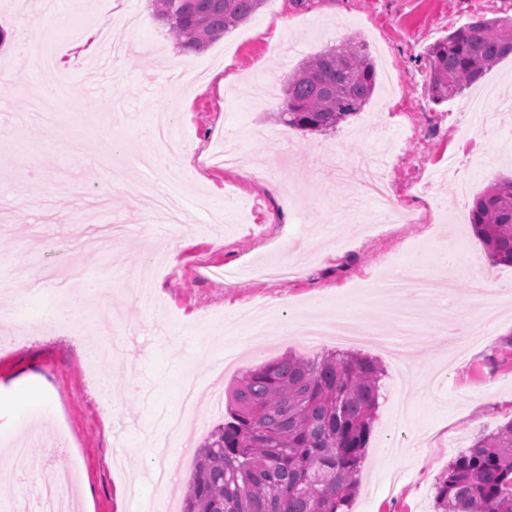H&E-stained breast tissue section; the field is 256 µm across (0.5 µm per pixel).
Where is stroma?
<instances>
[{
  "mask_svg": "<svg viewBox=\"0 0 512 512\" xmlns=\"http://www.w3.org/2000/svg\"><path fill=\"white\" fill-rule=\"evenodd\" d=\"M153 12L151 0H109L69 25L58 65L85 109L59 112L49 139L29 110L33 80L14 46L19 34L40 37L55 24L43 0H0V278L11 279L7 302L17 312L16 322L0 323V337L12 339L0 352V473L7 486L0 512L39 510L33 477L7 462L20 443L42 459V478L78 473L77 512H139L160 500L152 441L164 419L178 414L180 386L193 377L200 383L196 421L169 450L175 493L184 497L196 448L229 419L213 390L231 388L257 363L307 355L301 330L314 302L388 329L386 308L354 287L418 260L470 306L466 329L476 333L475 346L450 363L462 341L448 329L458 314L421 301L413 329L425 342L410 369L362 348L384 374L352 512H434L435 482L449 461L512 420V266L494 262L470 224L474 197L512 174L505 160L512 150V56L441 103L427 92L421 56L471 21L512 17V0H264L248 21L191 56L166 27L150 22ZM351 37L365 45L377 71L363 110L333 133L274 121L288 76ZM178 65L188 87L169 120L181 143L175 163L189 181L183 226L173 231L149 223L141 209L150 172L125 164L124 187H111L102 144L125 154L146 149L140 131L176 90ZM229 131L246 158L240 170L208 164ZM284 133L293 151L283 159ZM464 135L479 151L461 168L471 188L460 199L448 166ZM378 145L389 151L381 174L416 223L368 224L360 186L336 183L335 165ZM282 162L294 174L280 183L286 209L264 188ZM198 195L211 199L212 215L195 208ZM104 224L127 225L128 233L74 255L95 286L70 324L44 323L63 299L42 281L43 267L67 260L70 246ZM285 259L300 263L285 280L231 285L212 275ZM485 272L492 287L474 289L473 278ZM130 328L137 332L131 354L87 368L93 349ZM233 355L237 363L216 378V365ZM21 391L31 406L16 404Z\"/></svg>",
  "mask_w": 512,
  "mask_h": 512,
  "instance_id": "1",
  "label": "stroma"
}]
</instances>
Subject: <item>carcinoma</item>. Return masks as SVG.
Segmentation results:
<instances>
[{"label": "carcinoma", "mask_w": 512, "mask_h": 512, "mask_svg": "<svg viewBox=\"0 0 512 512\" xmlns=\"http://www.w3.org/2000/svg\"><path fill=\"white\" fill-rule=\"evenodd\" d=\"M176 45L199 51L252 16L264 0H154ZM512 55V19L480 18L429 46L432 100L452 99ZM376 69L354 41L304 61L288 76L277 121L328 132L369 102ZM471 224L494 258L512 265V177L476 196ZM382 368L347 351L288 354L246 371L229 420L197 457L183 512H350L372 432ZM435 512H512V421L478 436L435 484Z\"/></svg>", "instance_id": "1"}]
</instances>
